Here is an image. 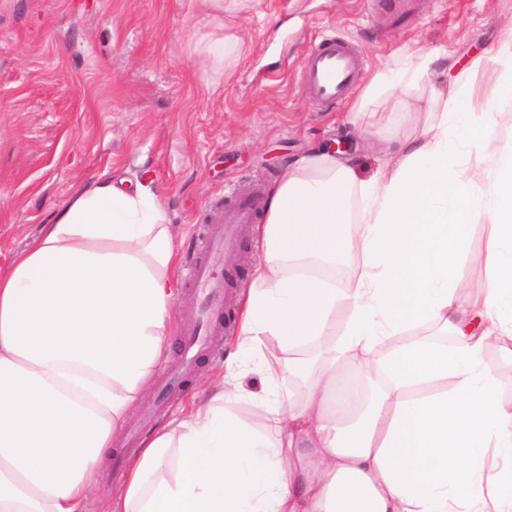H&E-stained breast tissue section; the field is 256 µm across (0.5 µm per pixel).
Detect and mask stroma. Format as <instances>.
I'll use <instances>...</instances> for the list:
<instances>
[{"label": "stroma", "instance_id": "obj_1", "mask_svg": "<svg viewBox=\"0 0 512 512\" xmlns=\"http://www.w3.org/2000/svg\"><path fill=\"white\" fill-rule=\"evenodd\" d=\"M220 23L245 44L225 71L193 50ZM510 24L512 0H233L220 22L200 0H0V271L74 191L106 179L159 195L186 269L232 196L267 193L294 158L349 138L371 174L381 142L413 135L410 108L350 122L374 73L404 55L434 56L417 90L425 98L449 60L482 57L475 102L493 99ZM327 36L348 39L363 62L358 89L337 106L306 94L302 81L306 54ZM258 230L251 225L237 254L224 257L241 271L233 316L253 281ZM196 305L180 280L168 356L126 430L148 437L221 378L237 335L218 336L183 386L161 394ZM126 430L104 459L101 485L118 484L117 467L136 452Z\"/></svg>", "mask_w": 512, "mask_h": 512}]
</instances>
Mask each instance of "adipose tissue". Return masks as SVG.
Here are the masks:
<instances>
[{
	"instance_id": "ef3b65f1",
	"label": "adipose tissue",
	"mask_w": 512,
	"mask_h": 512,
	"mask_svg": "<svg viewBox=\"0 0 512 512\" xmlns=\"http://www.w3.org/2000/svg\"><path fill=\"white\" fill-rule=\"evenodd\" d=\"M195 50L226 68L244 43L221 32ZM431 63L412 52L376 72L361 107L415 100ZM482 64L432 87L416 134L385 143L371 177L320 148L288 167L265 202L223 378L145 439L109 512H512V408L483 361L489 337L512 339V159L469 133ZM475 224L486 227L477 252ZM452 248L482 281L473 296L448 276ZM339 262L353 269L344 288L320 273ZM177 264L159 196L107 179L75 191L0 272V512H82L168 353ZM423 324L451 330L454 345L383 350ZM322 336L334 342L301 407L244 387L270 370L262 346ZM236 402L263 429L240 422Z\"/></svg>"
}]
</instances>
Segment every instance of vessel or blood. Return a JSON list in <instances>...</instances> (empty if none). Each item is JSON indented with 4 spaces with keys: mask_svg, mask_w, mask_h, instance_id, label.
<instances>
[{
    "mask_svg": "<svg viewBox=\"0 0 512 512\" xmlns=\"http://www.w3.org/2000/svg\"><path fill=\"white\" fill-rule=\"evenodd\" d=\"M361 69L362 62L353 48L337 38L321 40L306 54L302 64L303 78L311 96L335 105L341 104L351 93ZM258 206V194L238 196L215 224L209 226L202 257L188 267V281L200 291V312L197 321L182 331L181 361L167 378L170 387L180 386L183 376L195 368L199 351L209 347L212 336L229 330L220 317L233 282L228 278H215L213 269L223 264L225 253L239 249L247 235L248 224L256 220Z\"/></svg>",
    "mask_w": 512,
    "mask_h": 512,
    "instance_id": "1",
    "label": "vessel or blood"
}]
</instances>
